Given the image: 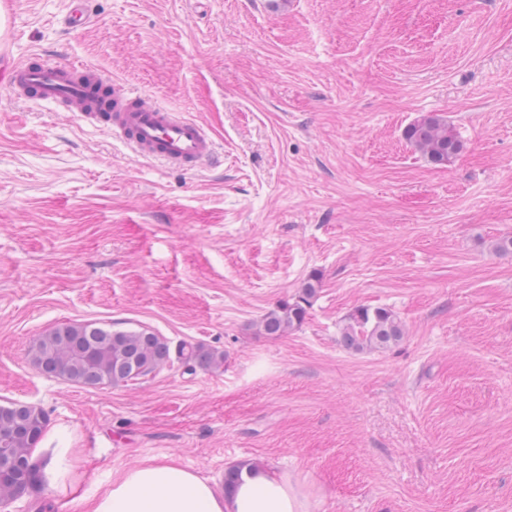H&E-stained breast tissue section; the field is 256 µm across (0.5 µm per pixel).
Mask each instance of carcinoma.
Here are the masks:
<instances>
[{
  "label": "carcinoma",
  "instance_id": "cac0c4a2",
  "mask_svg": "<svg viewBox=\"0 0 512 512\" xmlns=\"http://www.w3.org/2000/svg\"><path fill=\"white\" fill-rule=\"evenodd\" d=\"M406 140L428 162L446 165L459 149L448 122L438 114L426 115L405 130ZM320 280L306 279L292 302L268 311L258 326L263 335L280 337L299 328L308 306L317 295ZM403 327L387 308L362 307L341 330L344 347L356 351H383L398 342ZM33 358L50 377H63L76 384L114 386L150 376L173 362L194 363L202 368L218 367L224 355L205 352L198 346L171 349L164 337L145 328H117L97 323L63 324L39 338ZM47 426L46 414L35 407L11 403L0 405V503L39 489L42 473L33 452Z\"/></svg>",
  "mask_w": 512,
  "mask_h": 512
}]
</instances>
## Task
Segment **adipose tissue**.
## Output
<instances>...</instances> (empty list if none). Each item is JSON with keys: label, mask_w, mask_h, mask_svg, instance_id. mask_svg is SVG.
I'll use <instances>...</instances> for the list:
<instances>
[{"label": "adipose tissue", "mask_w": 512, "mask_h": 512, "mask_svg": "<svg viewBox=\"0 0 512 512\" xmlns=\"http://www.w3.org/2000/svg\"><path fill=\"white\" fill-rule=\"evenodd\" d=\"M89 512H306L287 478L245 465L231 489L203 480L174 462L139 465L92 497Z\"/></svg>", "instance_id": "adipose-tissue-1"}]
</instances>
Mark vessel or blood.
Returning a JSON list of instances; mask_svg holds the SVG:
<instances>
[{
	"mask_svg": "<svg viewBox=\"0 0 512 512\" xmlns=\"http://www.w3.org/2000/svg\"><path fill=\"white\" fill-rule=\"evenodd\" d=\"M89 20V0H65L66 28L82 29ZM0 77L10 97L78 113L84 123L105 128L135 156L161 160L186 172L222 160L207 126L83 61L52 63L34 52Z\"/></svg>",
	"mask_w": 512,
	"mask_h": 512,
	"instance_id": "vessel-or-blood-1",
	"label": "vessel or blood"
}]
</instances>
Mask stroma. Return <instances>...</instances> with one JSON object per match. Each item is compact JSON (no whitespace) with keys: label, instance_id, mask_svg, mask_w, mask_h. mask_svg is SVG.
I'll list each match as a JSON object with an SVG mask.
<instances>
[{"label":"stroma","instance_id":"1","mask_svg":"<svg viewBox=\"0 0 512 512\" xmlns=\"http://www.w3.org/2000/svg\"><path fill=\"white\" fill-rule=\"evenodd\" d=\"M0 0V64L82 60L211 127L196 173L0 89V405L40 408L79 456L8 512H88L165 459L209 481L243 461L308 512H512V0ZM441 114L460 149L406 128ZM303 325L260 318L309 276ZM361 307L402 339L339 342ZM69 323L144 327L223 353L128 386L44 375ZM63 24L71 30L84 28L90 20L89 0H65ZM406 140L434 165H447L459 149L448 122L438 114L423 116L405 130Z\"/></svg>","mask_w":512,"mask_h":512}]
</instances>
